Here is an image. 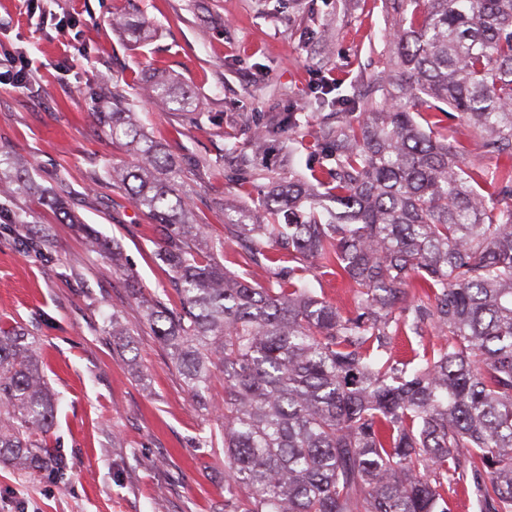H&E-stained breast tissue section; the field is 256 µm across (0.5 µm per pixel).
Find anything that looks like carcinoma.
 <instances>
[{"label": "carcinoma", "mask_w": 512, "mask_h": 512, "mask_svg": "<svg viewBox=\"0 0 512 512\" xmlns=\"http://www.w3.org/2000/svg\"><path fill=\"white\" fill-rule=\"evenodd\" d=\"M395 20L388 69L355 112L329 108L312 146V179L275 181L258 162L268 141L293 139L307 112H285L236 156L229 180L272 181L255 207L224 201V238L239 242L261 283L225 269L180 193L182 170L114 91L93 113L136 162L119 178L136 208L163 227L158 259L181 308L142 298L145 318L191 392L216 407L224 448V512H449L448 491L471 487L478 512H512V0H382ZM153 96L185 111L173 83ZM464 120L498 164L473 176L452 126ZM32 193L23 166L0 157V192ZM86 247L115 261L88 224ZM288 256V266L279 261ZM348 280L355 314L309 288L305 272ZM430 324L444 341L418 367L387 354L400 333ZM99 332L129 341L118 313ZM57 398L36 337L0 329V465L65 475L47 442Z\"/></svg>", "instance_id": "obj_1"}]
</instances>
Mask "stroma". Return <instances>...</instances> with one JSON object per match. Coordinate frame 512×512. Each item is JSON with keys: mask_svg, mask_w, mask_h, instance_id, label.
Wrapping results in <instances>:
<instances>
[{"mask_svg": "<svg viewBox=\"0 0 512 512\" xmlns=\"http://www.w3.org/2000/svg\"><path fill=\"white\" fill-rule=\"evenodd\" d=\"M132 13L150 29L138 42L112 24ZM390 25L381 0H0V55L25 52L37 69L22 88L0 84V151L39 188L10 203L27 227L0 228V328L27 329L42 345L58 398L50 443L67 463L60 480L0 466V512H224V451L200 445L220 422L189 391L123 274L179 308L155 257L159 229L122 185H93L134 162L96 125L100 95L127 96L183 167L196 218L219 240L225 198L248 202L269 188L228 183L225 144L249 143L272 116L309 107L322 78L336 79L337 97L362 96L388 65ZM161 75L191 111L166 114L152 100ZM56 196L121 251L123 270L85 249L79 224L59 222ZM46 227L52 249L28 255V233ZM114 312L133 351L98 331Z\"/></svg>", "mask_w": 512, "mask_h": 512, "instance_id": "obj_1", "label": "stroma"}]
</instances>
